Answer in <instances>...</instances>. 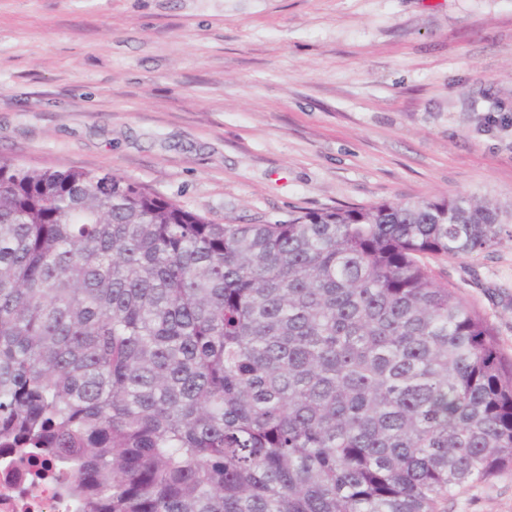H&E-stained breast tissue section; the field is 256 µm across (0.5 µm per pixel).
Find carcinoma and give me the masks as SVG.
Returning <instances> with one entry per match:
<instances>
[{
  "instance_id": "obj_1",
  "label": "carcinoma",
  "mask_w": 512,
  "mask_h": 512,
  "mask_svg": "<svg viewBox=\"0 0 512 512\" xmlns=\"http://www.w3.org/2000/svg\"><path fill=\"white\" fill-rule=\"evenodd\" d=\"M508 223L456 195L219 224L0 156V448L83 512H446L512 468V363L426 260Z\"/></svg>"
}]
</instances>
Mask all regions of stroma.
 Here are the masks:
<instances>
[{
  "instance_id": "obj_1",
  "label": "stroma",
  "mask_w": 512,
  "mask_h": 512,
  "mask_svg": "<svg viewBox=\"0 0 512 512\" xmlns=\"http://www.w3.org/2000/svg\"><path fill=\"white\" fill-rule=\"evenodd\" d=\"M0 155L221 224L512 205V0H0ZM429 266L512 360V224ZM447 512H512V469Z\"/></svg>"
}]
</instances>
